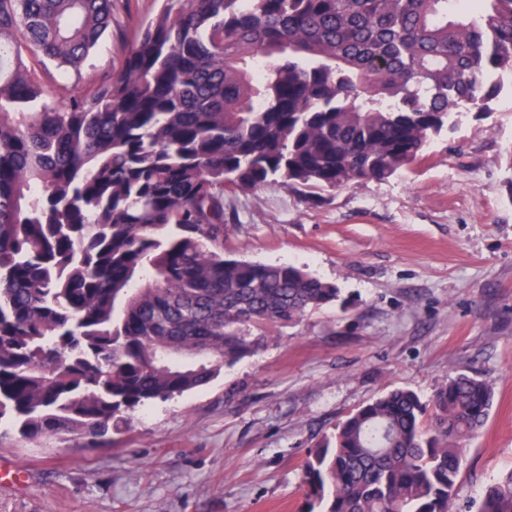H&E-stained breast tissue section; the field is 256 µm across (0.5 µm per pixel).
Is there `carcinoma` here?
<instances>
[{
    "mask_svg": "<svg viewBox=\"0 0 512 512\" xmlns=\"http://www.w3.org/2000/svg\"><path fill=\"white\" fill-rule=\"evenodd\" d=\"M116 0H0V433L112 443L340 291L224 257V192L323 193L423 159L512 73V0H162L85 66ZM87 79L66 99L56 77ZM208 355L200 366L183 357ZM483 379L390 389L309 450L305 512H451ZM478 512H512V471Z\"/></svg>",
    "mask_w": 512,
    "mask_h": 512,
    "instance_id": "cac0c4a2",
    "label": "carcinoma"
}]
</instances>
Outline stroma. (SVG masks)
<instances>
[{"label": "stroma", "instance_id": "obj_1", "mask_svg": "<svg viewBox=\"0 0 512 512\" xmlns=\"http://www.w3.org/2000/svg\"><path fill=\"white\" fill-rule=\"evenodd\" d=\"M123 3L93 75L120 68L126 28L159 8ZM224 214L225 254L300 266L340 301L208 386L138 407L109 446L0 438V512H303V461L338 422L387 388L431 399L457 373L494 393L462 444L456 504L476 512L512 470V77L489 114H453L420 164L318 205L228 192Z\"/></svg>", "mask_w": 512, "mask_h": 512}]
</instances>
